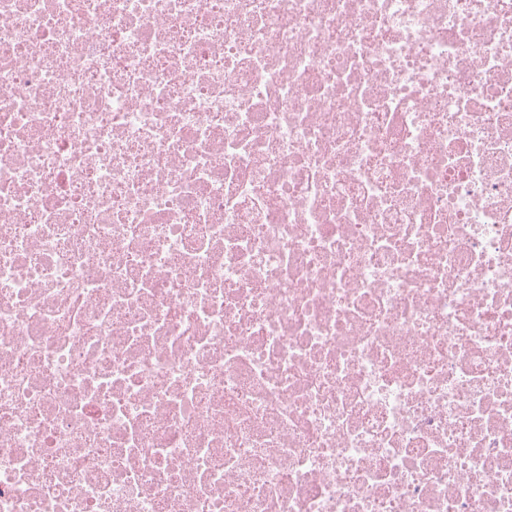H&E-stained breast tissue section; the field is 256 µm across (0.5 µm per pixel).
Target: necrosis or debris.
<instances>
[{
    "label": "necrosis or debris",
    "instance_id": "obj_1",
    "mask_svg": "<svg viewBox=\"0 0 512 512\" xmlns=\"http://www.w3.org/2000/svg\"><path fill=\"white\" fill-rule=\"evenodd\" d=\"M0 512H512V0H0Z\"/></svg>",
    "mask_w": 512,
    "mask_h": 512
}]
</instances>
